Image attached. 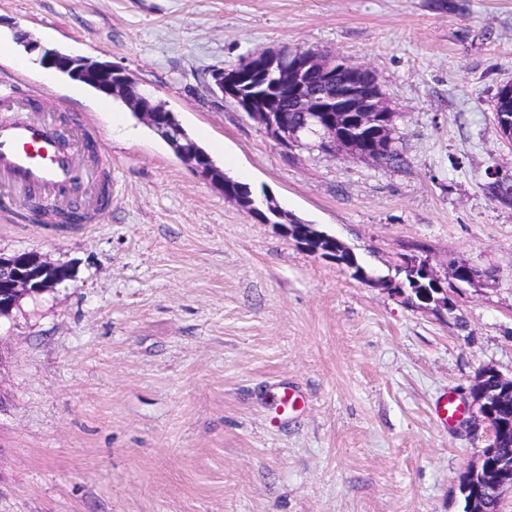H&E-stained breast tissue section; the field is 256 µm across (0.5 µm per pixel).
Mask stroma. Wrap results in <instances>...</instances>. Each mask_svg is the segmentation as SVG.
I'll list each match as a JSON object with an SVG mask.
<instances>
[{
	"instance_id": "35a3bbf8",
	"label": "stroma",
	"mask_w": 512,
	"mask_h": 512,
	"mask_svg": "<svg viewBox=\"0 0 512 512\" xmlns=\"http://www.w3.org/2000/svg\"><path fill=\"white\" fill-rule=\"evenodd\" d=\"M0 0V89L90 116L111 158L99 223L0 213V253L68 265L12 313L0 365V512H462L466 419L484 367L512 376V164L493 114L512 81V0ZM367 65L396 110L397 167L283 150L207 85L282 47ZM108 61L218 167L340 239L370 273L400 255L487 275L436 312L357 280L250 217L121 100L53 76L43 51ZM464 327H457L456 319ZM293 387L297 412L273 396Z\"/></svg>"
}]
</instances>
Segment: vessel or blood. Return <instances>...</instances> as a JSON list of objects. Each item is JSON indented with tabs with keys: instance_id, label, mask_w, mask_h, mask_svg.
<instances>
[{
	"instance_id": "obj_1",
	"label": "vessel or blood",
	"mask_w": 512,
	"mask_h": 512,
	"mask_svg": "<svg viewBox=\"0 0 512 512\" xmlns=\"http://www.w3.org/2000/svg\"><path fill=\"white\" fill-rule=\"evenodd\" d=\"M11 108L19 117L0 127V184H8L18 198H38L47 205L79 204L87 208L94 193L88 180H76L87 152V124L58 114L54 125L27 118L32 107L29 89L15 86L0 90V108ZM65 139L70 149L57 152L53 143Z\"/></svg>"
}]
</instances>
